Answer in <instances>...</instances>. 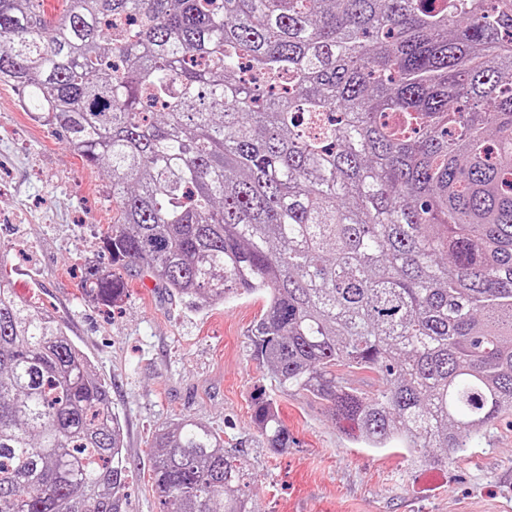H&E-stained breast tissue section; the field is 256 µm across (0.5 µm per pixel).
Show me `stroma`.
I'll list each match as a JSON object with an SVG mask.
<instances>
[{
	"label": "stroma",
	"instance_id": "1",
	"mask_svg": "<svg viewBox=\"0 0 512 512\" xmlns=\"http://www.w3.org/2000/svg\"><path fill=\"white\" fill-rule=\"evenodd\" d=\"M108 185L104 169L84 166L0 84V261L17 295L56 315L110 385L131 471L127 512H159L152 434L182 416L247 451L255 512H512V415L470 437L447 465L414 463L350 443L325 402L280 391L254 352L261 296L192 312L134 263L122 272L121 302L86 299L83 265L111 263L101 248L112 222ZM260 398L280 410L292 437L285 451L263 446L254 421Z\"/></svg>",
	"mask_w": 512,
	"mask_h": 512
}]
</instances>
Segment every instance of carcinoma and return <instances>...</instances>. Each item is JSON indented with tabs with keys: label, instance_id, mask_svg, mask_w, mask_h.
Returning a JSON list of instances; mask_svg holds the SVG:
<instances>
[{
	"label": "carcinoma",
	"instance_id": "cac0c4a2",
	"mask_svg": "<svg viewBox=\"0 0 512 512\" xmlns=\"http://www.w3.org/2000/svg\"><path fill=\"white\" fill-rule=\"evenodd\" d=\"M61 4L0 0V83L107 170L112 266L194 311L262 294L257 357L367 448L441 463L512 411V0ZM152 447L163 512H254L209 425ZM128 477L108 384L0 268V512H126Z\"/></svg>",
	"mask_w": 512,
	"mask_h": 512
}]
</instances>
